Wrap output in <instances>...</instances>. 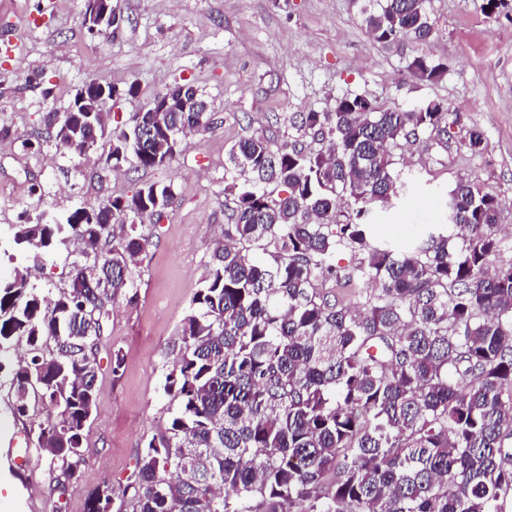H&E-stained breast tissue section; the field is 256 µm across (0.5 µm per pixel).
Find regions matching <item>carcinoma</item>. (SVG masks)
I'll use <instances>...</instances> for the list:
<instances>
[{"label": "carcinoma", "mask_w": 512, "mask_h": 512, "mask_svg": "<svg viewBox=\"0 0 512 512\" xmlns=\"http://www.w3.org/2000/svg\"><path fill=\"white\" fill-rule=\"evenodd\" d=\"M374 40L428 41L427 0H363ZM408 69L436 82L447 66L423 55ZM167 94L194 112L115 120L113 166H159L179 137L210 129V102L189 83ZM45 123L78 152L97 125L88 112ZM445 103L382 108L366 95L332 112H297L272 148L256 132L229 150L224 191L233 223L190 300L163 390L173 408L136 458L132 512H502L512 490V261L499 231L502 200L468 180L449 192L445 222L405 246L375 235L410 176L395 151L426 133L448 136ZM324 144L319 150L304 140ZM175 202L148 183L96 209L25 215L14 243L80 245L88 274L49 298L19 270L0 278V356L12 409L29 418L49 478L84 466V430L98 397L96 357L108 305L134 287L130 265L153 221ZM348 249L358 262L336 265ZM361 284V305L322 289ZM55 415L29 416L32 406ZM107 489L87 512H111Z\"/></svg>", "instance_id": "1"}]
</instances>
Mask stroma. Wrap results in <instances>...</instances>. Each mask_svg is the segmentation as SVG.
Returning a JSON list of instances; mask_svg holds the SVG:
<instances>
[{
  "mask_svg": "<svg viewBox=\"0 0 512 512\" xmlns=\"http://www.w3.org/2000/svg\"><path fill=\"white\" fill-rule=\"evenodd\" d=\"M484 2L428 0L433 39L398 46L372 39L360 0H112L121 26L99 36L82 25L84 0H0V127L9 130L0 137V247H9L26 213L95 209L146 183L172 185L177 195L159 223L144 226L149 243L132 267L134 288L108 307L85 465L61 491L46 458L16 456V478L0 479V512H86L104 485L113 504L130 512L137 454L172 407L162 379L173 345L230 221L224 164L240 139L258 131L280 144L286 116L331 111L345 94L404 107L441 100L459 116L448 146L427 137L404 147L399 166L414 173L415 187L378 234L403 245L423 225L442 223L446 195L462 179L503 200L501 233L512 234V6L489 16ZM412 54L446 63L447 75L419 82L406 68ZM33 71L40 81L25 83ZM89 80L121 90L110 108L123 116L175 83L192 84L211 103L214 122L181 137L175 157L159 167L113 168L107 138L91 159H80L57 150L43 117L64 112ZM134 81L140 93L131 97L125 90ZM475 128L487 146L473 155L462 144ZM78 259L73 245H59L30 257L28 273L39 287L63 288ZM116 352L124 358L117 373Z\"/></svg>",
  "mask_w": 512,
  "mask_h": 512,
  "instance_id": "1",
  "label": "stroma"
}]
</instances>
